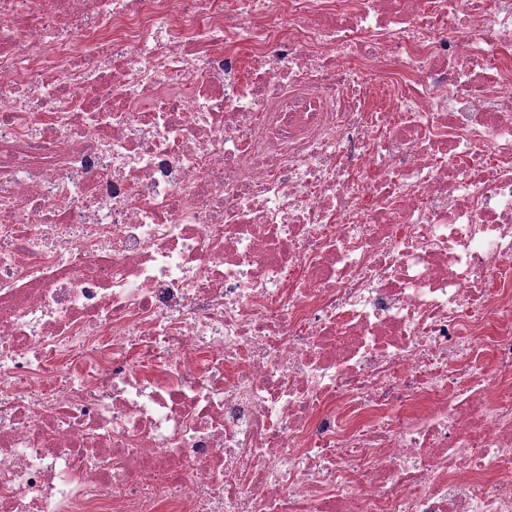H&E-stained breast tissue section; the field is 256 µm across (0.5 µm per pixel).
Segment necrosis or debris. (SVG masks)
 <instances>
[{
  "instance_id": "necrosis-or-debris-1",
  "label": "necrosis or debris",
  "mask_w": 512,
  "mask_h": 512,
  "mask_svg": "<svg viewBox=\"0 0 512 512\" xmlns=\"http://www.w3.org/2000/svg\"><path fill=\"white\" fill-rule=\"evenodd\" d=\"M0 512H512V0H0Z\"/></svg>"
}]
</instances>
